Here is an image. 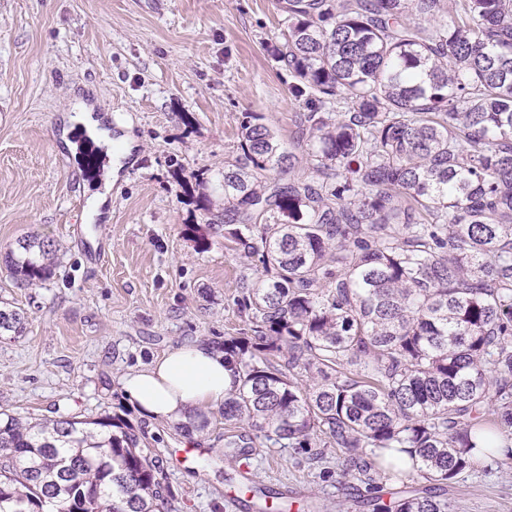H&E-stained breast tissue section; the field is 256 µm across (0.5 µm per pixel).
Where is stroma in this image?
<instances>
[{
	"label": "stroma",
	"instance_id": "35a3bbf8",
	"mask_svg": "<svg viewBox=\"0 0 512 512\" xmlns=\"http://www.w3.org/2000/svg\"><path fill=\"white\" fill-rule=\"evenodd\" d=\"M284 19L277 0H0V258L25 235L57 243L46 281L18 284L0 262V302L26 315L21 335L0 336L1 413L112 414L129 369L242 329L233 297L243 262L216 221L220 173L243 113H261L293 146L302 103L271 55ZM86 110L127 142L126 159L79 130ZM99 194L107 203L95 215ZM189 224L206 226V248ZM130 418L163 455L194 450L195 465L168 470L175 512H234L224 440L238 427L214 411L191 440L175 423ZM342 459L337 448L318 464L258 448L249 471L287 494L291 512L311 502L358 512L352 488L322 477ZM446 498L451 512H512V468L462 475Z\"/></svg>",
	"mask_w": 512,
	"mask_h": 512
}]
</instances>
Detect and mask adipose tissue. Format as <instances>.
Wrapping results in <instances>:
<instances>
[{"instance_id": "obj_1", "label": "adipose tissue", "mask_w": 512, "mask_h": 512, "mask_svg": "<svg viewBox=\"0 0 512 512\" xmlns=\"http://www.w3.org/2000/svg\"><path fill=\"white\" fill-rule=\"evenodd\" d=\"M235 383L224 353L213 344L181 345L121 378L122 389L146 417L184 422L218 409Z\"/></svg>"}]
</instances>
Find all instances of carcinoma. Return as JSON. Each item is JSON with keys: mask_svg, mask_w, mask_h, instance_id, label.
Listing matches in <instances>:
<instances>
[{"mask_svg": "<svg viewBox=\"0 0 512 512\" xmlns=\"http://www.w3.org/2000/svg\"><path fill=\"white\" fill-rule=\"evenodd\" d=\"M298 157L258 112L224 162V240L246 262L224 337V447L345 454L365 512H447L448 484L512 465V0H279ZM55 241L4 254L22 284ZM25 316L0 306V335ZM400 481L386 491L378 476ZM263 512H290L257 487ZM127 413L0 418V512H172Z\"/></svg>", "mask_w": 512, "mask_h": 512, "instance_id": "cac0c4a2", "label": "carcinoma"}]
</instances>
